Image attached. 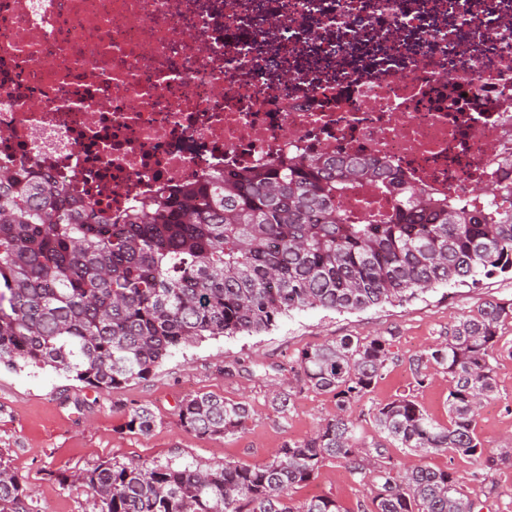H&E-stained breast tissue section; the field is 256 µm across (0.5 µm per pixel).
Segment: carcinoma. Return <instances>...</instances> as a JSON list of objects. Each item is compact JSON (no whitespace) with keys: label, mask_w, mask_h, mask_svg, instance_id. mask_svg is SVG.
Listing matches in <instances>:
<instances>
[{"label":"carcinoma","mask_w":512,"mask_h":512,"mask_svg":"<svg viewBox=\"0 0 512 512\" xmlns=\"http://www.w3.org/2000/svg\"><path fill=\"white\" fill-rule=\"evenodd\" d=\"M366 183L386 212L355 214L344 199ZM467 204L405 180L368 153L282 156L159 186L114 214L24 165L0 164V363L51 367L95 390L144 379L174 350L205 337L252 333L305 308L356 311L406 301L439 285L512 273V160ZM512 322V303L488 301L415 358L452 379L448 424L409 394L372 411L380 440L365 451L345 415L381 379L393 339L342 338L301 352L299 381L336 396V415L288 442L270 461L226 460L207 471L151 461L103 462L74 472L99 512H346L328 496L291 506L289 492L328 460L371 475L363 512H476L462 477L402 467L398 444L422 455L449 451L490 464L476 433L480 402L497 394L491 360ZM250 406L210 393L183 399L182 428L205 437L246 429ZM145 406L125 427L148 434ZM32 494L0 456V512H33Z\"/></svg>","instance_id":"1"}]
</instances>
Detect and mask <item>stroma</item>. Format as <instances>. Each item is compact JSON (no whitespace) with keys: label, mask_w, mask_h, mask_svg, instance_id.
I'll list each match as a JSON object with an SVG mask.
<instances>
[{"label":"stroma","mask_w":512,"mask_h":512,"mask_svg":"<svg viewBox=\"0 0 512 512\" xmlns=\"http://www.w3.org/2000/svg\"><path fill=\"white\" fill-rule=\"evenodd\" d=\"M488 301L512 302V275H496L475 286H440L408 302L338 313L296 310L276 327L258 334L205 338L180 347L146 378L110 391H96L52 369L0 366V457L9 461L32 491L35 512H99L86 487L62 481V474L104 461L131 459L172 462L205 470L232 460L254 466L270 460L289 441L311 436L323 418L335 415L333 394L303 390L286 415L271 407V388L293 381L295 361L310 347L347 336L392 338V358L370 393L352 403L350 417L365 443L378 438L371 412L404 393L440 423H447L446 399L452 385L446 372L430 367V379L417 386L413 361L441 343L450 325L475 314ZM498 394L484 401L477 432L492 463L475 466L467 457L438 452L421 457L391 448L395 460L451 470L463 477L483 512H512V357L496 363ZM211 393L243 401L253 409L246 429L226 437H202L182 428L178 406L189 395ZM150 408L157 417L150 433L124 427L131 407ZM373 495L371 478L356 476L329 461L308 484L294 489V504L315 496L335 498L345 512H358Z\"/></svg>","instance_id":"1"}]
</instances>
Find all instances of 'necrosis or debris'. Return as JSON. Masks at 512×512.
<instances>
[{
    "mask_svg": "<svg viewBox=\"0 0 512 512\" xmlns=\"http://www.w3.org/2000/svg\"><path fill=\"white\" fill-rule=\"evenodd\" d=\"M283 152L468 198L512 157V0H0V163L117 210Z\"/></svg>",
    "mask_w": 512,
    "mask_h": 512,
    "instance_id": "4bbe7bcc",
    "label": "necrosis or debris"
}]
</instances>
